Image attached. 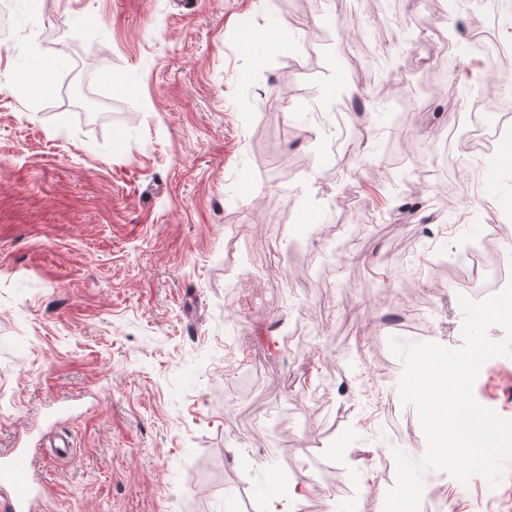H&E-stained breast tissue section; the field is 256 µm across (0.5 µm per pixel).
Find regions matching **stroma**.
<instances>
[{
  "label": "stroma",
  "instance_id": "35a3bbf8",
  "mask_svg": "<svg viewBox=\"0 0 512 512\" xmlns=\"http://www.w3.org/2000/svg\"><path fill=\"white\" fill-rule=\"evenodd\" d=\"M452 0H10L0 15V450L52 406L73 458L41 456L40 512H223L225 495L262 512L288 478L299 512H383L395 477L378 457L385 432L361 437L357 351L376 358L389 403L407 424L403 450L426 440L402 405V343L461 346L464 288L455 270L404 290L388 261L412 255L450 220L448 198L413 185L407 221L382 223L376 180L337 158L375 159V130L405 112L410 138L454 120L462 78L438 96L363 101L352 140L324 133L336 104L362 86L337 30L395 18L415 52L396 83L429 81L451 42L469 44ZM277 21L276 49L255 48ZM57 60L46 93L18 67ZM496 182L477 191L512 210V142ZM362 225L345 267L324 272L305 223ZM240 313L243 325L227 318ZM240 339L257 384L235 397L226 344ZM512 367L487 361L477 402L507 415L495 392Z\"/></svg>",
  "mask_w": 512,
  "mask_h": 512
}]
</instances>
